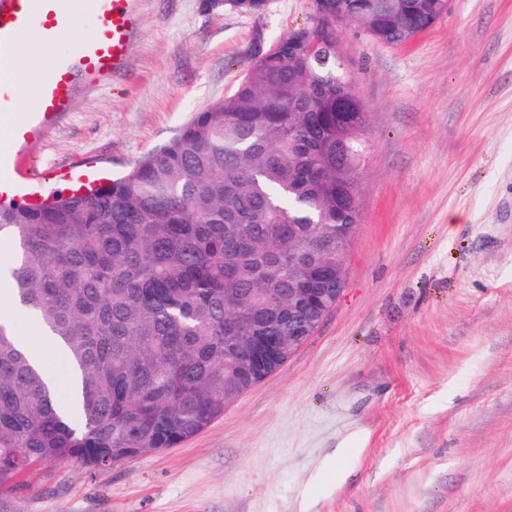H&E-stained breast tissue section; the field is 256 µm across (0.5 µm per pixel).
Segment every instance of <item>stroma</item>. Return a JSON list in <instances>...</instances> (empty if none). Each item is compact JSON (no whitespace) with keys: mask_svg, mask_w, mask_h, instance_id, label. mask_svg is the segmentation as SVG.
I'll return each instance as SVG.
<instances>
[{"mask_svg":"<svg viewBox=\"0 0 512 512\" xmlns=\"http://www.w3.org/2000/svg\"><path fill=\"white\" fill-rule=\"evenodd\" d=\"M314 20L312 0H140L130 67L25 142L31 192L126 171ZM340 41L370 124L335 307L179 447L35 468L19 512H512V0H450L404 46Z\"/></svg>","mask_w":512,"mask_h":512,"instance_id":"stroma-1","label":"stroma"}]
</instances>
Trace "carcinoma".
Returning <instances> with one entry per match:
<instances>
[{
	"instance_id": "obj_1",
	"label": "carcinoma",
	"mask_w": 512,
	"mask_h": 512,
	"mask_svg": "<svg viewBox=\"0 0 512 512\" xmlns=\"http://www.w3.org/2000/svg\"><path fill=\"white\" fill-rule=\"evenodd\" d=\"M269 0H224L261 14ZM316 21L121 177L33 208L0 203L5 271L69 376L61 400L0 323V512L38 465L89 472L176 448L288 359L293 321L335 301L336 237L360 223L368 117L339 17L401 45L448 0H313ZM317 299L304 289L320 282ZM250 318L235 340L234 317Z\"/></svg>"
}]
</instances>
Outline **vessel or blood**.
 Here are the masks:
<instances>
[{
	"label": "vessel or blood",
	"mask_w": 512,
	"mask_h": 512,
	"mask_svg": "<svg viewBox=\"0 0 512 512\" xmlns=\"http://www.w3.org/2000/svg\"><path fill=\"white\" fill-rule=\"evenodd\" d=\"M139 0H0V126L6 141L0 144V200L23 206L37 205L25 193L35 175L20 161L18 144L39 126L70 112L77 83L95 86L126 66L138 25ZM94 25L92 35L72 54H59L53 67L43 71L35 85L16 75L23 40L38 31L47 43H60L76 22ZM27 100L25 117L14 105Z\"/></svg>",
	"instance_id": "vessel-or-blood-1"
}]
</instances>
